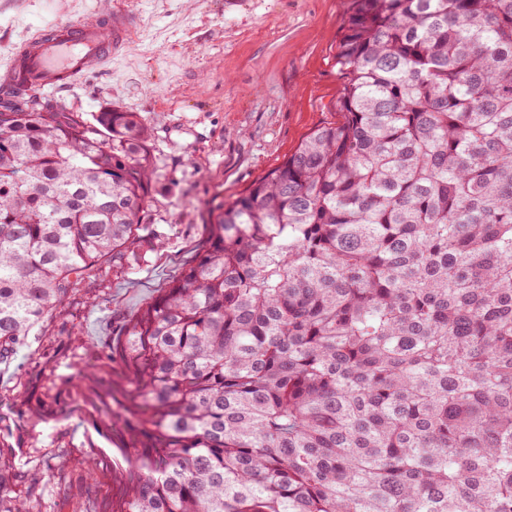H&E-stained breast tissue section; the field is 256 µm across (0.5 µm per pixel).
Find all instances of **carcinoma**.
I'll list each match as a JSON object with an SVG mask.
<instances>
[{"label": "carcinoma", "mask_w": 512, "mask_h": 512, "mask_svg": "<svg viewBox=\"0 0 512 512\" xmlns=\"http://www.w3.org/2000/svg\"><path fill=\"white\" fill-rule=\"evenodd\" d=\"M336 70L341 120L81 375L19 394L50 428L121 422L124 495L81 512H512V0H354ZM150 137L0 96V360L142 250ZM11 437L0 512H55Z\"/></svg>", "instance_id": "1"}]
</instances>
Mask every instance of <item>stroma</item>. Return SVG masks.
Segmentation results:
<instances>
[{
  "mask_svg": "<svg viewBox=\"0 0 512 512\" xmlns=\"http://www.w3.org/2000/svg\"><path fill=\"white\" fill-rule=\"evenodd\" d=\"M351 0H0V61L38 30L66 18L110 14L129 35L111 63L75 85L45 90L47 100L76 109L118 107L150 126L154 181L144 206V236L154 248L138 264L107 267L85 281L63 312L49 316L0 363V416L24 452L23 481L47 482L57 512L120 497L121 480L98 483L62 458L88 455L111 472V439L95 437L79 416L46 432L19 416L17 391L41 395L44 370L57 362L78 374L93 353L111 346L133 313L206 242L213 210L232 203L319 126L336 122V46Z\"/></svg>",
  "mask_w": 512,
  "mask_h": 512,
  "instance_id": "stroma-1",
  "label": "stroma"
}]
</instances>
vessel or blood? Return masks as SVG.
<instances>
[{"instance_id":"b4317fda","label":"vessel or blood","mask_w":512,"mask_h":512,"mask_svg":"<svg viewBox=\"0 0 512 512\" xmlns=\"http://www.w3.org/2000/svg\"><path fill=\"white\" fill-rule=\"evenodd\" d=\"M123 28L111 17L96 22L68 18L19 45L0 67V90L19 82L42 89L70 86L112 58Z\"/></svg>"}]
</instances>
